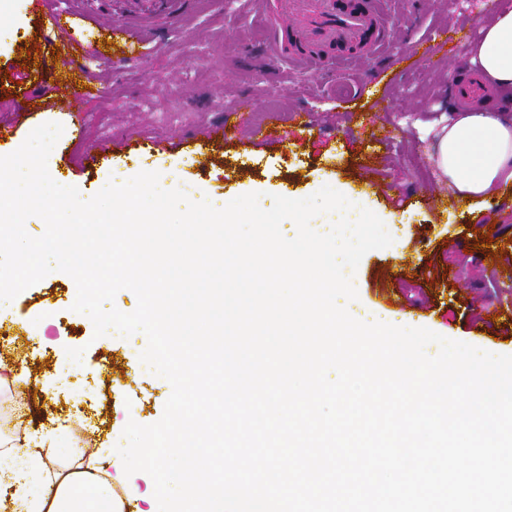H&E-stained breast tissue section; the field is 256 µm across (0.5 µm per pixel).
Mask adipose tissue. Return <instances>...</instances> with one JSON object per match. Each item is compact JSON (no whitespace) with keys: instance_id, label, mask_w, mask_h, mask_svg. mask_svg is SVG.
I'll list each match as a JSON object with an SVG mask.
<instances>
[{"instance_id":"1","label":"adipose tissue","mask_w":512,"mask_h":512,"mask_svg":"<svg viewBox=\"0 0 512 512\" xmlns=\"http://www.w3.org/2000/svg\"><path fill=\"white\" fill-rule=\"evenodd\" d=\"M468 62L493 91L512 93V8L502 7L480 29L468 48ZM432 159L464 203H480L500 195L512 185V115L493 108L469 109L449 114L438 134ZM96 288L86 287L76 315L95 322L110 336L113 321L126 331L150 324L156 335H171L173 322L222 320L224 308L211 304L186 310L160 288L136 310L114 314L98 307ZM225 469L224 451L200 446L187 453L183 469L161 471L162 485L177 484L176 497L143 498L138 492L116 495V475L102 472L88 461L77 444L58 447L41 442L20 447L0 434V493L9 495L10 512H224V480L208 477L194 483L199 458Z\"/></svg>"}]
</instances>
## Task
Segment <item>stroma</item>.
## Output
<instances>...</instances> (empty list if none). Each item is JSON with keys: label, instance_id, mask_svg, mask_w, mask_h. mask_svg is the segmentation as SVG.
Returning <instances> with one entry per match:
<instances>
[{"label": "stroma", "instance_id": "stroma-1", "mask_svg": "<svg viewBox=\"0 0 512 512\" xmlns=\"http://www.w3.org/2000/svg\"><path fill=\"white\" fill-rule=\"evenodd\" d=\"M135 0H13L0 29V124H14L0 153L14 152L37 126L63 125L50 162L82 198L110 179L134 171L165 174L171 185L206 186L213 200H232L251 187L294 198L321 187H340L366 200L389 221L393 244L367 252L353 275L356 306L407 318L447 338L498 354L512 353V284L498 267L512 256V198L463 208L432 160L431 124L447 117L448 81L466 43H448L432 57L411 55V41L434 36L450 23L480 26L512 0H383L391 24L387 59L360 54L336 65L335 76L297 64L268 74L255 50L262 40L261 0H195L181 19L143 22ZM55 6L72 13L69 34L95 42L79 61L107 88V97L82 114L61 112L52 96L23 102L24 91L54 85L61 74L55 48L60 34L42 29L39 16ZM125 25L140 36V57L120 72L105 62L114 52L111 28ZM372 70L369 93L346 103L336 81ZM385 95L373 107L374 95ZM244 101L245 117L276 128L284 144L248 140L210 144L206 135L228 103ZM303 119L291 116L299 105ZM250 153V169L238 154ZM75 282L58 271L0 309L16 320L17 340L0 354L18 374L11 393L23 420L0 429L17 444L78 417L72 441L93 446L111 464L110 449L148 438L145 464L124 474L126 487L158 492L162 430L176 409L191 422L210 416L208 359L203 327L178 328L177 338L203 362L196 387L165 374L150 333L115 328L110 338L71 310ZM42 322L34 335L21 325Z\"/></svg>", "mask_w": 512, "mask_h": 512}]
</instances>
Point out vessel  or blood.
Listing matches in <instances>:
<instances>
[{"mask_svg":"<svg viewBox=\"0 0 512 512\" xmlns=\"http://www.w3.org/2000/svg\"><path fill=\"white\" fill-rule=\"evenodd\" d=\"M389 30L380 0H267L264 40L259 53L265 63L278 65L293 60L333 69L337 58L381 49ZM84 43L71 39L59 49L60 62L68 78L59 80L50 92L65 112H85L87 104L106 94L102 88H85L71 73L79 56L87 53ZM458 104L479 105L488 96L487 89L473 75L459 71L453 76ZM241 104L225 106V118L213 125L207 137L212 142L233 139H260L278 142L275 129H262L238 119Z\"/></svg>","mask_w":512,"mask_h":512,"instance_id":"1","label":"vessel or blood"}]
</instances>
